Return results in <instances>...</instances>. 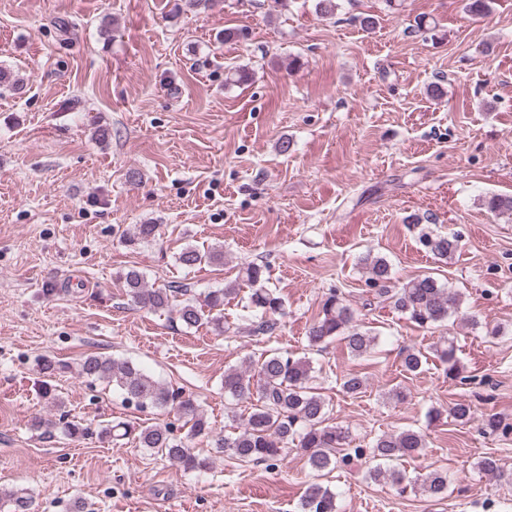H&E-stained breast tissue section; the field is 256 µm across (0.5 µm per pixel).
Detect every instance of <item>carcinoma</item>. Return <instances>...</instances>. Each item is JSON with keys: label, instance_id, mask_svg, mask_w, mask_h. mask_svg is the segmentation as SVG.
Instances as JSON below:
<instances>
[{"label": "carcinoma", "instance_id": "obj_1", "mask_svg": "<svg viewBox=\"0 0 512 512\" xmlns=\"http://www.w3.org/2000/svg\"><path fill=\"white\" fill-rule=\"evenodd\" d=\"M488 212L497 215H512V195L492 193L483 199ZM159 230L157 224H137L127 242L138 243L153 240ZM423 247L438 260H446L457 247L454 236L422 231L419 237ZM186 267L201 264H221L224 251L217 248L207 250L188 244L178 256ZM367 281L381 287V293L388 289L383 283L391 279L389 262L378 256L363 259ZM267 267L249 263L241 271V281L250 289L249 301L245 308L255 311L252 331L256 335H268L277 328L273 315L283 308V301L275 291L267 287ZM122 287L138 305L153 311L167 310L175 314L182 326L192 329L203 325L224 333V300L238 295L239 289L229 285L208 292L199 301L189 295L183 285L170 288H150L145 283V274L137 269H128L119 274ZM394 309L421 329H431L458 313L462 304L460 294L441 285L431 275L418 277L390 295ZM308 346L324 348L334 341L344 344L353 356L368 353L377 340L373 332L359 323L354 310L343 297L332 290L322 304V317L311 324L307 331ZM435 357L443 366L445 377L460 378L461 365L456 358L453 342L446 340L434 349ZM428 357L420 350H409L402 358L403 370L418 372ZM68 368L61 361L44 359L40 371L47 380L43 381V397L52 404H60L48 378ZM314 368L306 357H297L288 351L273 352L257 363V370L248 374L232 368L224 372V393L233 400L250 404V411L244 420L242 430L232 436L216 439L213 450L227 454L241 462L266 463L279 460L288 446L302 450L310 468L316 473L331 472L350 459L344 446L350 444L349 428L328 423V404L320 392L312 386ZM79 377L92 384L106 382L119 392L126 403L140 409H172L189 426L185 437L174 435L167 426L154 425L140 429L117 423L104 426V433L119 440L136 434L139 446L161 455L180 465L186 471H203L209 467L211 458L203 456L191 445V441L210 433L208 423L191 398L146 375L133 362L91 354L79 363ZM341 390L350 395L361 393L364 380L361 376L348 373L340 379ZM448 415L460 424L474 420L480 422L484 433L507 432L508 426L495 415L477 416L476 407L460 399L448 407ZM426 447L425 435L413 429L396 434H383L373 440L369 448H355L353 454L362 456L369 453L372 466L367 472L369 479L393 484H407V487L421 486L432 497L448 492V473L435 469L421 480L406 482V476L398 464L412 458ZM477 467L480 472L502 481L511 480L493 455L482 457ZM9 504L7 512H28L31 497L25 489H17L5 495ZM299 512H339L337 494L319 482L308 484L301 499Z\"/></svg>", "mask_w": 512, "mask_h": 512}]
</instances>
